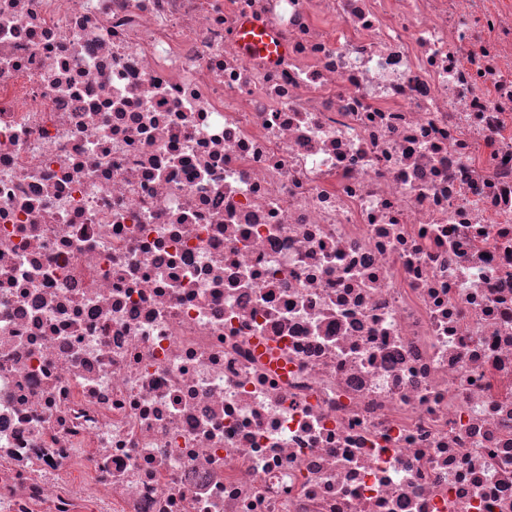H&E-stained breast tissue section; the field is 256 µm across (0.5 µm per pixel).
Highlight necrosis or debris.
<instances>
[{"label": "necrosis or debris", "instance_id": "4bbe7bcc", "mask_svg": "<svg viewBox=\"0 0 512 512\" xmlns=\"http://www.w3.org/2000/svg\"><path fill=\"white\" fill-rule=\"evenodd\" d=\"M0 512H512V0H0ZM239 40L244 49L263 50L264 53L273 52L274 46L261 35L260 24L255 21H247L239 31Z\"/></svg>", "mask_w": 512, "mask_h": 512}]
</instances>
